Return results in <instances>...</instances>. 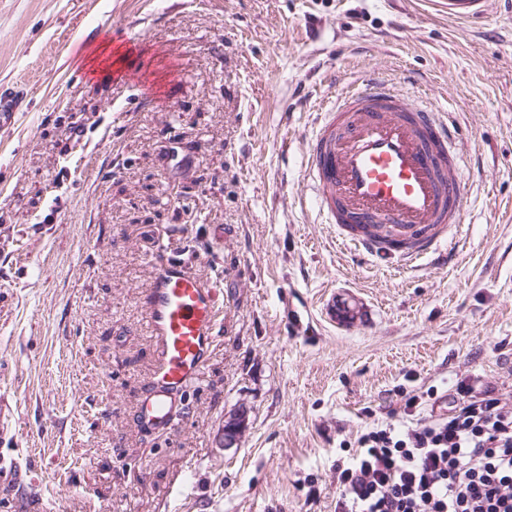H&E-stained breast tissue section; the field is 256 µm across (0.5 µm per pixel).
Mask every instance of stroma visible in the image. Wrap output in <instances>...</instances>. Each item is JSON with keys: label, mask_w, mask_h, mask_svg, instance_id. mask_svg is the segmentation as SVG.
I'll return each instance as SVG.
<instances>
[{"label": "stroma", "mask_w": 512, "mask_h": 512, "mask_svg": "<svg viewBox=\"0 0 512 512\" xmlns=\"http://www.w3.org/2000/svg\"><path fill=\"white\" fill-rule=\"evenodd\" d=\"M484 8L0 0V86L25 98L0 131V457L46 512H336L341 445L398 419L401 390L512 402V0ZM95 41L133 67L87 73ZM369 74L455 116L470 206L449 265L357 259L313 205L319 106ZM162 237L221 310L169 432L137 421ZM482 0H448V14L461 20H471L484 15Z\"/></svg>", "instance_id": "1"}]
</instances>
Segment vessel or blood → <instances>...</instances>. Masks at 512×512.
<instances>
[{
	"mask_svg": "<svg viewBox=\"0 0 512 512\" xmlns=\"http://www.w3.org/2000/svg\"><path fill=\"white\" fill-rule=\"evenodd\" d=\"M449 15L482 16V0H448ZM449 115L424 106L390 82L368 79L323 110L305 167L326 223L341 227L354 255L377 258L386 232L413 241L398 251L403 269L447 263L451 230L464 223L467 184ZM183 254L165 256L149 293L147 325L155 343L152 378L138 419L151 429L177 424L183 397L212 353L219 310L214 290Z\"/></svg>",
	"mask_w": 512,
	"mask_h": 512,
	"instance_id": "b4317fda",
	"label": "vessel or blood"
}]
</instances>
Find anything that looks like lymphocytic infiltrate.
<instances>
[{
	"mask_svg": "<svg viewBox=\"0 0 512 512\" xmlns=\"http://www.w3.org/2000/svg\"><path fill=\"white\" fill-rule=\"evenodd\" d=\"M403 400L337 464V512H512V403L465 380L439 415Z\"/></svg>",
	"mask_w": 512,
	"mask_h": 512,
	"instance_id": "lymphocytic-infiltrate-1",
	"label": "lymphocytic infiltrate"
}]
</instances>
